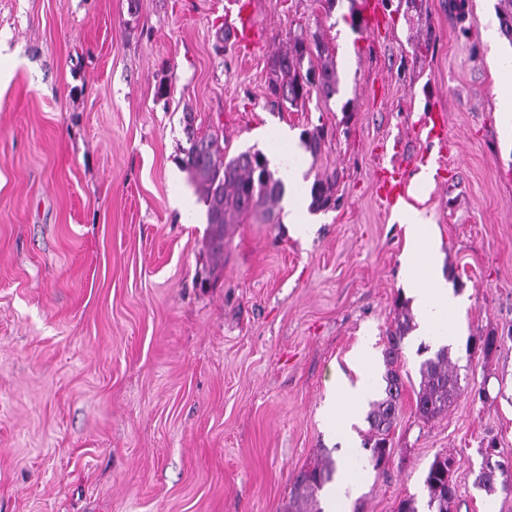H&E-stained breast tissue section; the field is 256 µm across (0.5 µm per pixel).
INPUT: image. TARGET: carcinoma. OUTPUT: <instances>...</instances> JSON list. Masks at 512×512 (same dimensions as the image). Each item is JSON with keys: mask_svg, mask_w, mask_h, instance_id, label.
Segmentation results:
<instances>
[{"mask_svg": "<svg viewBox=\"0 0 512 512\" xmlns=\"http://www.w3.org/2000/svg\"><path fill=\"white\" fill-rule=\"evenodd\" d=\"M499 24L501 33L512 42V0H500ZM320 65L312 64V57ZM271 77L268 91L271 105L290 109L302 106L311 92L329 101L339 93L336 62L323 43L320 34H288L286 49L271 60ZM191 115L185 117L188 148L185 150L186 169L197 181L201 199L206 207L207 223L212 227L209 242L211 251L224 254V225L245 224L255 216L265 221L276 218L275 209L284 194L283 181L269 168V161L260 151L250 149L234 156H221L218 133L197 135ZM325 132L316 129L303 132L302 142L307 151L316 155L325 144ZM313 211L336 207V176L316 178L310 187ZM398 316L394 327L387 331L384 350L386 373L385 396L369 403L366 415L368 432L364 439V458L373 470L381 471L389 463V434L397 423L401 411L403 381L399 372L404 339L411 329L412 318L406 304H396ZM504 337L491 333L473 336L469 351L489 356L497 350ZM419 390L416 394V411L419 417L430 421L448 411L459 391L458 374L449 357L448 348L437 350L419 364ZM487 447L493 453L485 454L484 466L475 478V484L489 494L501 490L512 494V460H498L496 442ZM460 460L448 453H440L430 463L423 479L428 512H458L459 489L455 473ZM337 472L336 462L330 453L308 467L294 482V512H322L318 508V494L331 483Z\"/></svg>", "mask_w": 512, "mask_h": 512, "instance_id": "1", "label": "carcinoma"}]
</instances>
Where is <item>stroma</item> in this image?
I'll return each mask as SVG.
<instances>
[{
	"label": "stroma",
	"mask_w": 512,
	"mask_h": 512,
	"mask_svg": "<svg viewBox=\"0 0 512 512\" xmlns=\"http://www.w3.org/2000/svg\"><path fill=\"white\" fill-rule=\"evenodd\" d=\"M253 2L265 39L242 50L216 42L229 0H0V512H291L295 476L338 446L332 379L356 381L365 345L386 371L407 240L375 174L393 158L464 299L449 346L461 391L419 418L418 349L439 345L408 334L390 462L364 468L362 512L422 498L445 452L462 461L460 512H512V495L474 484L488 439L512 459V142L495 78L512 41L481 37L498 0H468L462 21L425 0L419 56L396 12L375 36L351 25V0ZM308 28L339 92L271 107L270 59ZM431 104L448 117L440 185L419 178L439 150L420 130ZM188 112L227 155L292 156L302 191L335 173L338 207L308 212L306 238L229 225L214 257L182 163ZM320 125L314 156L300 135ZM490 333L496 352L469 353Z\"/></svg>",
	"instance_id": "1"
}]
</instances>
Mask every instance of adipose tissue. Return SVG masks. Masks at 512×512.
I'll use <instances>...</instances> for the list:
<instances>
[{"mask_svg":"<svg viewBox=\"0 0 512 512\" xmlns=\"http://www.w3.org/2000/svg\"><path fill=\"white\" fill-rule=\"evenodd\" d=\"M405 234L409 246L403 256L404 285L408 295L415 298L420 310V331L425 336L450 339L456 330L448 315L458 310L461 299L437 272L439 243L421 224L417 213L409 212L403 217ZM357 382L346 380L334 383L326 408V418L331 429L345 426L359 410L365 396L373 387L374 367L370 353L357 357Z\"/></svg>","mask_w":512,"mask_h":512,"instance_id":"1","label":"adipose tissue"}]
</instances>
